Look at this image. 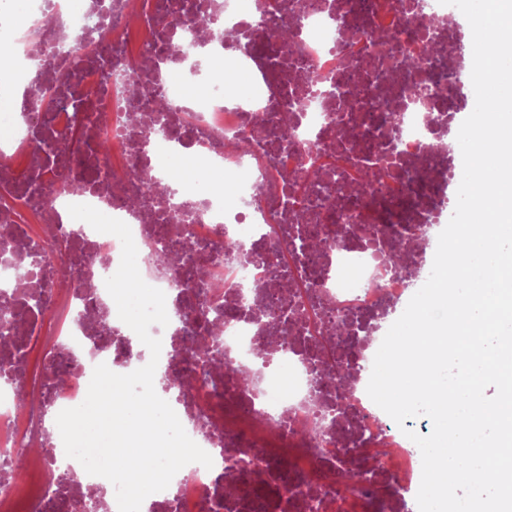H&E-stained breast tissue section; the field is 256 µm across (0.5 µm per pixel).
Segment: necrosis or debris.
I'll use <instances>...</instances> for the list:
<instances>
[{
    "label": "necrosis or debris",
    "mask_w": 512,
    "mask_h": 512,
    "mask_svg": "<svg viewBox=\"0 0 512 512\" xmlns=\"http://www.w3.org/2000/svg\"><path fill=\"white\" fill-rule=\"evenodd\" d=\"M138 2L133 20L127 0H0L13 46L0 61L18 83L48 86L54 97L37 110L27 97L0 95L30 115L0 142V192L18 189L22 204L0 209V284L14 299L47 301L26 312L14 343L0 344V364L27 392L21 405L0 393V463L27 446L40 473L27 492L0 471V512H51L56 492L104 485L66 456L49 425L85 400L96 365L127 374L146 363L139 339L108 332L118 313L105 280L122 244L72 224V204L130 227L139 272L170 313L198 288L151 247L169 235L183 251L220 253L208 277L224 290V367L190 363L194 340L175 325L150 329L162 341L160 364L191 385L173 409L213 466H184L141 512H393L422 475L404 431L426 433L429 419L396 424L366 388L392 309L431 271L433 236L452 215L447 201L463 169L455 137L474 98L468 22L438 0H288L274 16L267 0ZM184 16L218 25L195 38L199 67L194 56L162 51ZM283 29L284 42L275 37ZM390 36L386 64L378 43ZM60 70L67 82H57ZM417 79L442 83L444 97L408 103ZM281 127L287 138L272 142ZM73 129L106 152L92 167L71 152L60 192L36 173ZM243 134L247 149H233ZM339 134L342 164L326 148ZM187 153L197 163L182 206L137 194L131 170L163 185ZM313 166L333 180L297 193ZM35 219L43 228L32 229ZM361 224L386 231L369 242L355 231ZM232 239L251 254L248 268L224 252ZM342 473L353 477L344 493Z\"/></svg>",
    "instance_id": "1"
}]
</instances>
